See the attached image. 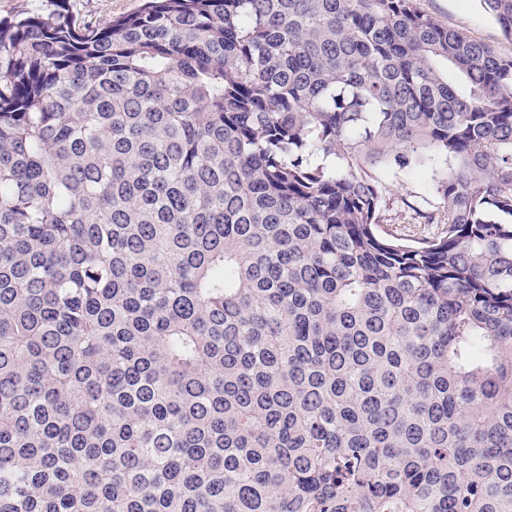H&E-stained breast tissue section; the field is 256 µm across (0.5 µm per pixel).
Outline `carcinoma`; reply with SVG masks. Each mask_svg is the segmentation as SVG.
<instances>
[{
  "label": "carcinoma",
  "mask_w": 512,
  "mask_h": 512,
  "mask_svg": "<svg viewBox=\"0 0 512 512\" xmlns=\"http://www.w3.org/2000/svg\"><path fill=\"white\" fill-rule=\"evenodd\" d=\"M509 217L512 56L416 0L1 19L0 512H512ZM374 173L385 180L391 192L389 195L391 199L389 210L386 211V219L388 221L384 224V227L392 232L401 231L403 226L411 225L403 224L408 214L402 207L401 198L418 204H425L424 200L432 199L429 185L430 177L414 172H398L393 174L378 169Z\"/></svg>",
  "instance_id": "obj_1"
}]
</instances>
